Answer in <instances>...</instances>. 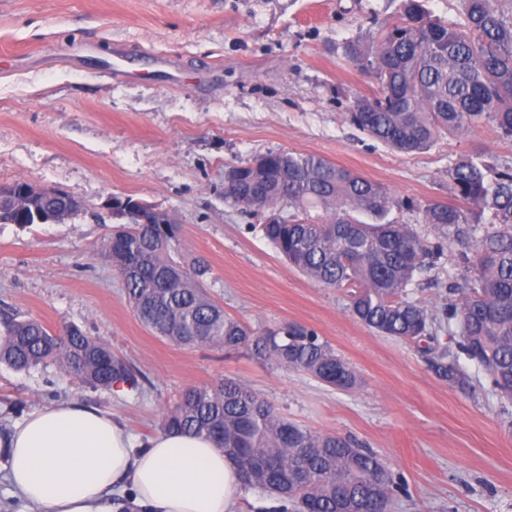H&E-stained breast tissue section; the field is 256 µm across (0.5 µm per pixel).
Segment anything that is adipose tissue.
<instances>
[{"mask_svg": "<svg viewBox=\"0 0 512 512\" xmlns=\"http://www.w3.org/2000/svg\"><path fill=\"white\" fill-rule=\"evenodd\" d=\"M7 480L31 512H100L132 489L139 512H237L233 463L204 436L160 432L135 444L112 414L75 402L29 412L0 435Z\"/></svg>", "mask_w": 512, "mask_h": 512, "instance_id": "1", "label": "adipose tissue"}]
</instances>
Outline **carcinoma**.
<instances>
[{
  "label": "carcinoma",
  "instance_id": "carcinoma-1",
  "mask_svg": "<svg viewBox=\"0 0 512 512\" xmlns=\"http://www.w3.org/2000/svg\"><path fill=\"white\" fill-rule=\"evenodd\" d=\"M464 23L449 26L420 0H403L399 18L376 46H351V57L376 68L377 88L356 99L350 121L369 136L410 153L443 134L482 122L512 138V0H460ZM233 202L266 211L263 235L294 268L329 288H351L350 312L382 335L433 340L434 319L407 297L414 276L433 255L406 225L385 221L400 206L379 183L316 154L268 151L232 166ZM458 204L428 203L424 223L448 245L476 240L464 261L474 284L445 309L460 329L459 348L512 400V172L489 175L478 156H461L450 168ZM326 217L275 221L276 206ZM488 214L493 230L475 238V217ZM366 215L374 223L359 216ZM1 224L35 218L0 206ZM176 224H121L102 246L121 277L127 300L153 333L185 347L240 348L337 388L352 389L353 368L314 331L298 324L255 329L232 318L210 296L208 266L185 264L177 251ZM0 364L23 372L52 364L93 388L139 385L135 369L106 341L71 326L57 335L33 318L0 313ZM443 379L465 377L441 352L431 361ZM164 432L205 436L233 462L241 489L262 491L291 512H391L402 484L374 453L337 434H317L284 418L248 387L224 380L192 387L167 411Z\"/></svg>",
  "mask_w": 512,
  "mask_h": 512
}]
</instances>
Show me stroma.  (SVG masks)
I'll list each match as a JSON object with an SVG mask.
<instances>
[{"label":"stroma","mask_w":512,"mask_h":512,"mask_svg":"<svg viewBox=\"0 0 512 512\" xmlns=\"http://www.w3.org/2000/svg\"><path fill=\"white\" fill-rule=\"evenodd\" d=\"M402 0H0V186L53 188L80 208L60 223L0 224V308L107 341L138 387L100 392L55 366L0 365V432L34 407L76 401L115 413L134 441L160 430L190 387L234 379L284 417L374 451L406 487L395 512H512V403L458 353L457 326L436 348L459 356L467 384L432 370L422 343L355 320L349 291L292 267L264 237L262 214L224 197V173L267 151L323 156L382 184L390 220L437 256L408 289L442 314L448 290L471 284L462 246L422 219L453 203L449 167L481 156L512 166V140L483 124L402 153L349 118L374 78L349 57L395 22ZM120 61L122 76L112 74ZM130 196L179 225L178 255L204 260L206 287L253 328L297 322L354 369L350 390L248 353L180 347L135 316L101 245L121 219L107 201Z\"/></svg>","instance_id":"1"}]
</instances>
